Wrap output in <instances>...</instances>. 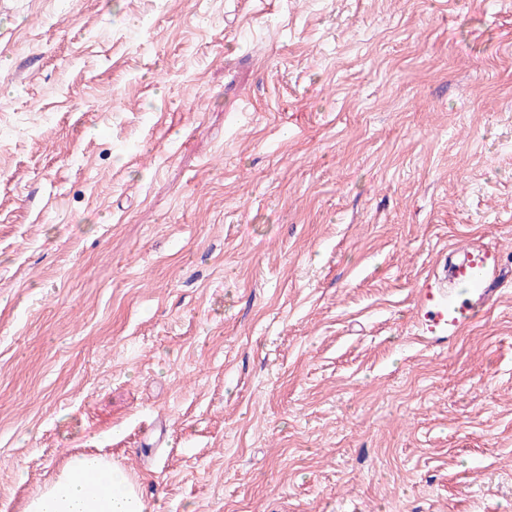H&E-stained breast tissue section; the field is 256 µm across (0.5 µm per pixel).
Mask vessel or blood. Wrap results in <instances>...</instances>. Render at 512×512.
Instances as JSON below:
<instances>
[{"instance_id":"vessel-or-blood-1","label":"vessel or blood","mask_w":512,"mask_h":512,"mask_svg":"<svg viewBox=\"0 0 512 512\" xmlns=\"http://www.w3.org/2000/svg\"><path fill=\"white\" fill-rule=\"evenodd\" d=\"M497 266L496 258L487 252L445 248L433 282L423 290L428 332L455 331L479 318L504 290Z\"/></svg>"}]
</instances>
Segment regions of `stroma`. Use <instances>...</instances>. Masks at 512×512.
Masks as SVG:
<instances>
[{
	"label": "stroma",
	"instance_id": "35a3bbf8",
	"mask_svg": "<svg viewBox=\"0 0 512 512\" xmlns=\"http://www.w3.org/2000/svg\"><path fill=\"white\" fill-rule=\"evenodd\" d=\"M512 0H0V512H512ZM497 266L496 258L486 251L448 245L440 255L437 273H433L435 285L428 277L422 288L426 330L455 331L479 318L505 289L503 276L495 273ZM103 476V478H101ZM26 512H150L143 493L114 461L73 455L56 478L35 494Z\"/></svg>",
	"mask_w": 512,
	"mask_h": 512
}]
</instances>
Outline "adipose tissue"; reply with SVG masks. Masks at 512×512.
Wrapping results in <instances>:
<instances>
[{
	"label": "adipose tissue",
	"instance_id": "adipose-tissue-1",
	"mask_svg": "<svg viewBox=\"0 0 512 512\" xmlns=\"http://www.w3.org/2000/svg\"><path fill=\"white\" fill-rule=\"evenodd\" d=\"M25 512H150V505L117 463L76 454L29 500Z\"/></svg>",
	"mask_w": 512,
	"mask_h": 512
}]
</instances>
